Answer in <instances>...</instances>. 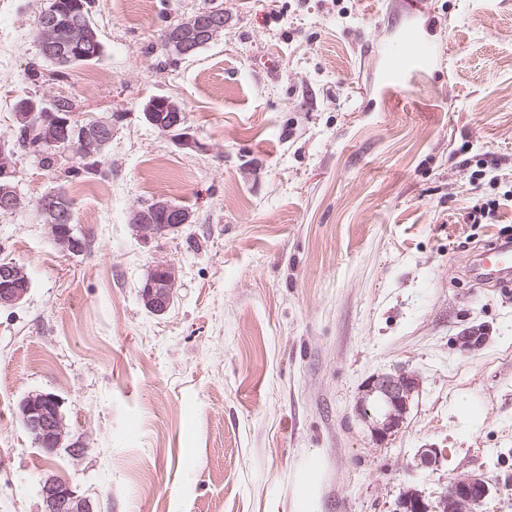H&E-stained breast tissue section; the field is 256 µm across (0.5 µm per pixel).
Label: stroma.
Returning a JSON list of instances; mask_svg holds the SVG:
<instances>
[{
  "label": "stroma",
  "instance_id": "1",
  "mask_svg": "<svg viewBox=\"0 0 512 512\" xmlns=\"http://www.w3.org/2000/svg\"><path fill=\"white\" fill-rule=\"evenodd\" d=\"M48 3L0 0V137L34 96L111 119L112 142L77 179L72 153L15 158L28 205L0 214V261L31 288L0 310V512H44L50 475L95 512H396L471 474L497 486L481 512H512V282L474 271L512 237V0H93L104 54L61 78L38 60ZM211 7L223 31L172 60L162 31ZM154 95L197 147L145 121ZM58 187L82 254L42 222ZM480 197L501 205L474 224ZM157 199L192 221L142 238L130 213ZM158 263L178 274L160 315L139 298ZM396 371L418 387L380 441L357 407ZM37 392L61 398L84 457L25 430Z\"/></svg>",
  "mask_w": 512,
  "mask_h": 512
}]
</instances>
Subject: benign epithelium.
<instances>
[{"mask_svg":"<svg viewBox=\"0 0 512 512\" xmlns=\"http://www.w3.org/2000/svg\"><path fill=\"white\" fill-rule=\"evenodd\" d=\"M226 23L227 17L222 13L210 15L198 12L167 34V48L183 55L188 54L216 39ZM38 30L39 48L49 55L56 54L57 32L54 16H42L38 22ZM96 42L94 32L78 20L70 32L68 55H73L71 49L75 47L85 50ZM159 109L169 113V123L164 126L157 118ZM144 117L154 127L163 126V132L178 139L182 145L197 146V141L185 128L186 119L182 116V109L171 98L151 97L145 105ZM13 119L18 127L33 119L37 120L39 144L49 149L70 138L79 140L86 160L99 156L101 150L112 142V120L106 118L95 121V130L90 132L74 123L71 113L49 108L40 110L35 101L16 106ZM17 147L16 141L0 140V214L16 213L26 205L16 186L18 172L14 158ZM40 211L55 248L65 255L78 254L79 241L75 229L63 223V205L55 192H50L42 200ZM132 218V225L145 236L156 234V224L162 219H169L172 230L191 223V215L163 200L135 208ZM176 286L175 268L168 264H157L142 282L140 300L146 309L162 314L171 304ZM29 290L30 280L26 268L18 264L0 267V309L18 305ZM415 388L416 379L402 374L377 375L366 383L365 396L358 405V411L372 421V429L378 440L383 441L400 429ZM19 413L24 425L37 436L47 455H54L62 447L74 458L83 455V450L75 444H65L68 432L62 402L55 394L27 395L20 402ZM493 489V484L486 477L468 475L454 480L450 492L441 496L436 507H430L418 494H405L399 498L397 512H478V508ZM40 493L51 512H95L89 500L76 495L69 484L53 476L42 480Z\"/></svg>","mask_w":512,"mask_h":512,"instance_id":"1","label":"benign epithelium"}]
</instances>
